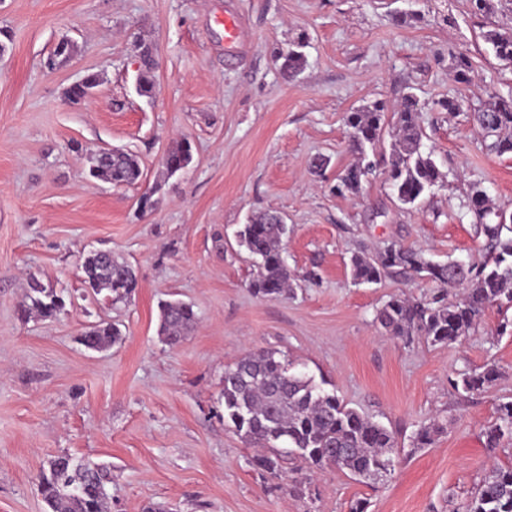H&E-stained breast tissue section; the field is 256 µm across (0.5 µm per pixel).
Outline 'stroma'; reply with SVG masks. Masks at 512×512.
Returning <instances> with one entry per match:
<instances>
[{
  "mask_svg": "<svg viewBox=\"0 0 512 512\" xmlns=\"http://www.w3.org/2000/svg\"><path fill=\"white\" fill-rule=\"evenodd\" d=\"M489 22L512 28V11L488 21L467 0H0V512H46L39 477L64 453L110 465L111 512H349L360 498L367 512H455L489 466L512 465V444L485 446L498 405L512 401V336L497 334V309L455 344H407L379 331L376 310L392 295L429 298L435 283L393 274L358 286L349 267L393 243L441 263L481 261L464 210L476 187L512 213V153L488 152L465 113L434 107L512 94V68L481 36ZM300 37L306 62L291 76L277 57ZM62 40L64 59L53 54ZM146 45L158 66L143 96ZM453 51L469 54V82L456 79ZM91 73L94 96L69 102L65 90ZM409 92L442 186L401 206L383 150L359 193H338L355 159L347 113ZM184 141L193 163L168 175L163 158ZM109 147L138 156L137 184L90 175V156ZM319 155L330 163L316 174ZM268 211L288 224L283 256L297 276L279 300L253 294L254 262L236 238ZM98 250L132 266L126 301L82 282L80 258ZM34 280L63 296V313L21 316ZM172 299L197 314L175 347L158 334ZM101 320L119 323L123 341L87 350L79 338ZM259 349L392 430L394 477L364 485L296 460L278 478L252 467L255 448L224 423V368ZM491 359L496 382L471 397L454 390L458 373ZM433 420L442 433L411 451ZM297 481L314 498L294 496Z\"/></svg>",
  "mask_w": 512,
  "mask_h": 512,
  "instance_id": "obj_1",
  "label": "stroma"
}]
</instances>
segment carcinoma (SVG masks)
<instances>
[{
	"label": "carcinoma",
	"mask_w": 512,
	"mask_h": 512,
	"mask_svg": "<svg viewBox=\"0 0 512 512\" xmlns=\"http://www.w3.org/2000/svg\"><path fill=\"white\" fill-rule=\"evenodd\" d=\"M501 0H469L470 11L491 18ZM497 60L512 66V30L494 27L483 34ZM457 78L469 81L472 64L462 53L449 54ZM281 69L300 71L305 56L294 49L280 55ZM139 89L152 92L151 74L156 68L153 50L146 46L139 57ZM98 76L89 74L82 83L69 87L66 98L78 103L94 88ZM485 135L492 138L486 148L497 154L512 152V96H493L475 114ZM346 123L351 130L356 160L339 176L337 191L357 193L375 168L370 156L383 142V132L391 127L387 180L396 199L403 205L417 206L445 174L434 155L423 150L426 132L414 95L406 94L395 112H386L375 102L350 112ZM193 155L191 145L179 143L164 157L168 174L185 170ZM90 174L113 185H134L142 177L138 157L130 152L112 156L108 162L91 160ZM465 207L476 221L477 231L486 240L488 257L480 264H465L467 274L457 272L455 261L432 262L414 249L391 245L369 257L354 254L351 273L356 284L378 283L392 272L424 273L440 285V293L426 303L393 295L377 309L375 322L394 338L411 343L421 338L432 345H449L468 335L482 322L493 306L512 308V226L502 212L493 209L486 191L475 188ZM287 225L280 214L264 213L252 218L238 232V243L256 259L249 284L254 295L268 300L281 299L293 292L295 276L283 257ZM83 281L96 292L106 290L120 301L137 287L129 265L110 254L91 252L80 265ZM463 292L448 299V290ZM27 317L54 318L65 309L64 298L52 288L32 283L21 305ZM197 321L193 307L182 302H166L160 307L158 335L174 347L179 345ZM83 345L107 350L122 341L118 325L99 321L80 336ZM501 372L490 363L479 372H461L452 381L465 396L479 394L497 381ZM224 422L248 445L265 447L268 453L253 458L252 464L278 478L282 463L295 458L315 467H334L353 479L369 484L388 479L396 467L401 449L393 432L368 415L347 406L336 394L326 392L302 373L291 371L285 355L268 349L250 352L224 369ZM443 431L433 422L422 427L413 440L415 448L431 445ZM485 447L491 451L512 441V401L499 405L496 421L485 432ZM110 468L105 464L69 455L48 462L39 487L49 512H108L105 485ZM456 512H512V466L490 467L471 496Z\"/></svg>",
	"instance_id": "1"
}]
</instances>
